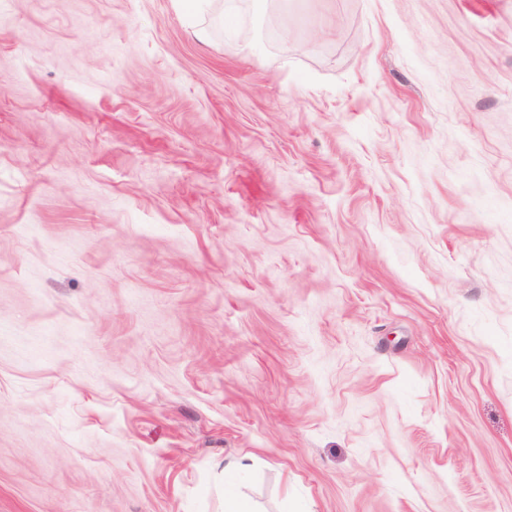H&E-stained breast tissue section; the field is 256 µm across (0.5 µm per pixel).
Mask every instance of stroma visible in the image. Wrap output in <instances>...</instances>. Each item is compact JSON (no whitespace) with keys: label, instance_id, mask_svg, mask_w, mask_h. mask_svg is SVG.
Masks as SVG:
<instances>
[{"label":"stroma","instance_id":"1","mask_svg":"<svg viewBox=\"0 0 512 512\" xmlns=\"http://www.w3.org/2000/svg\"><path fill=\"white\" fill-rule=\"evenodd\" d=\"M232 492L512 512V0H0V512Z\"/></svg>","mask_w":512,"mask_h":512}]
</instances>
